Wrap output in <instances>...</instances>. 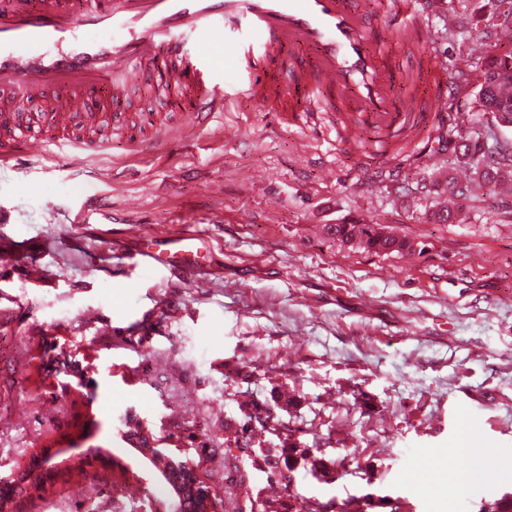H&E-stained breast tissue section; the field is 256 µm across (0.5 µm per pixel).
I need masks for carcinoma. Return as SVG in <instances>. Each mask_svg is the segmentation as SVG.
Here are the masks:
<instances>
[{
  "instance_id": "carcinoma-1",
  "label": "carcinoma",
  "mask_w": 512,
  "mask_h": 512,
  "mask_svg": "<svg viewBox=\"0 0 512 512\" xmlns=\"http://www.w3.org/2000/svg\"><path fill=\"white\" fill-rule=\"evenodd\" d=\"M488 15L482 14V9L475 10V22L469 29V44L481 48L483 57L475 70L457 72L456 81L462 90H472L478 107L483 114L491 117L492 121L502 128H512V94L503 96L499 90L504 85L512 87V51L503 52L500 49V37L512 39V27H506L498 22L501 8L512 0H489ZM461 142L454 147V163L457 167L469 172V182L461 185L453 176H448V204L443 206L446 215H438V219L463 223L462 210L459 201L473 195L474 188L494 191L505 178L512 177V158L492 161L484 152L480 137L459 135ZM325 233L333 240L344 243V239H358L363 243V249L377 254L406 253L411 249L402 244L382 237L377 233L375 225L367 222L357 224H327ZM243 421L241 422L244 437L236 440V447L245 450L251 447L254 426L273 430L278 437L288 435L290 428L282 423L272 424L274 417L271 409L257 402L241 406ZM264 462L267 466L268 477H277L292 482L294 472L299 464L310 463L313 470L322 473L329 472V466L321 459H311L310 449L295 448H266ZM374 507L372 495L354 496L342 502L340 512H368Z\"/></svg>"
}]
</instances>
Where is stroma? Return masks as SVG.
<instances>
[{"instance_id":"1","label":"stroma","mask_w":512,"mask_h":512,"mask_svg":"<svg viewBox=\"0 0 512 512\" xmlns=\"http://www.w3.org/2000/svg\"><path fill=\"white\" fill-rule=\"evenodd\" d=\"M462 16L461 0H440L422 38L402 42L395 82L420 78L425 120L385 154L371 130L365 146L337 150L246 99L215 29L204 46L229 107L204 130L133 152L120 127L150 136L185 123L150 80L117 99L89 95L110 131L89 161L104 180L41 156L0 164V479L43 448L85 462L16 497L13 512H149L147 493L172 489L131 446L138 422L188 451L227 512L245 499L239 467L254 490L278 487L265 512L367 493L380 512H479L512 495V192L476 195L467 223L448 224L429 217L440 194L418 190L447 183L457 133L512 143L467 91L449 97L446 122L429 116L436 75L450 82L468 66L448 43ZM254 72L307 107L293 63L259 59ZM357 221L426 250L379 255L323 232ZM198 229L206 238L185 268L143 262ZM53 342L81 365L63 382L41 366ZM283 391L292 404L273 415L331 460L324 476L301 468L277 485L232 455L241 405ZM465 416L495 470L466 499L448 466Z\"/></svg>"}]
</instances>
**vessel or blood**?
<instances>
[{"instance_id": "vessel-or-blood-1", "label": "vessel or blood", "mask_w": 512, "mask_h": 512, "mask_svg": "<svg viewBox=\"0 0 512 512\" xmlns=\"http://www.w3.org/2000/svg\"><path fill=\"white\" fill-rule=\"evenodd\" d=\"M378 13L394 25L383 41L373 29ZM436 14V0H377L372 12L363 0H0V103L65 93L66 105L51 121L66 129L82 118L86 91L108 86L118 96L153 69L166 88H194L192 97L172 104L187 113L192 127H204L228 101L195 36L220 25L240 32L224 42L236 68L251 66L255 45L267 58L301 53L314 59V67L298 71L313 103L287 113L289 125L311 123L325 106L324 95L334 92L363 126L377 130L385 147L415 118L393 96L389 60L400 40L418 34ZM99 29L114 31V38H95ZM244 93L258 103L282 97L279 85L257 78ZM98 147L90 138L9 136L0 139V162L39 154L81 168ZM195 250V235H181L146 258L183 263Z\"/></svg>"}]
</instances>
